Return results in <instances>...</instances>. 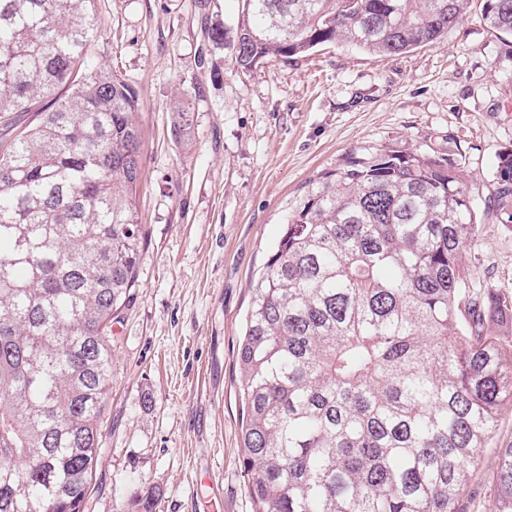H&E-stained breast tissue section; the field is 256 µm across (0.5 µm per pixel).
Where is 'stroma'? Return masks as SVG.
<instances>
[{
  "label": "stroma",
  "mask_w": 512,
  "mask_h": 512,
  "mask_svg": "<svg viewBox=\"0 0 512 512\" xmlns=\"http://www.w3.org/2000/svg\"><path fill=\"white\" fill-rule=\"evenodd\" d=\"M241 0H96L95 64L142 105L145 234L138 286L112 318V397L101 418L90 512H254L241 456L236 361L254 278L296 201L349 153L389 145L451 157L477 192L478 287L512 294V226L487 212L499 152L512 150V38L481 0L440 42L398 56L329 43L237 72L215 24ZM190 121L172 134L178 110ZM505 411L461 497L488 512Z\"/></svg>",
  "instance_id": "1"
}]
</instances>
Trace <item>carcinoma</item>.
<instances>
[{"instance_id":"cac0c4a2","label":"carcinoma","mask_w":512,"mask_h":512,"mask_svg":"<svg viewBox=\"0 0 512 512\" xmlns=\"http://www.w3.org/2000/svg\"><path fill=\"white\" fill-rule=\"evenodd\" d=\"M473 0H242L246 73L346 42L402 56ZM512 36V0H485ZM95 0H0V512H85L112 393V315L137 286L141 104L89 61ZM33 120L20 128L15 114ZM496 218L512 224V150ZM474 196L449 158L351 154L310 183L252 288L237 348L254 512H460L512 410L486 320L512 298L469 287ZM489 512H512V444Z\"/></svg>"}]
</instances>
